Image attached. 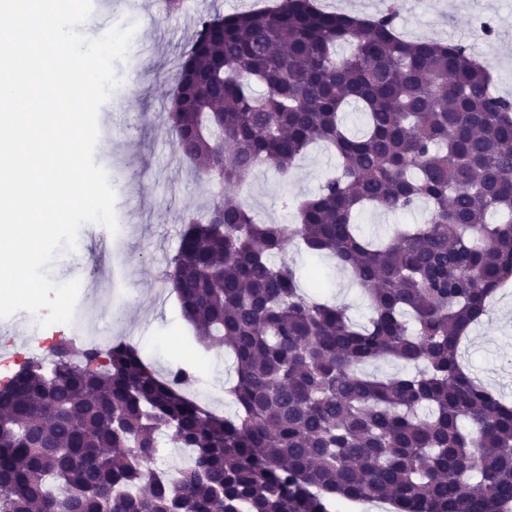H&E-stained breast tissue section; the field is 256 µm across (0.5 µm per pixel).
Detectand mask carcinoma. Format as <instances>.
I'll return each mask as SVG.
<instances>
[{"label":"carcinoma","instance_id":"cac0c4a2","mask_svg":"<svg viewBox=\"0 0 512 512\" xmlns=\"http://www.w3.org/2000/svg\"><path fill=\"white\" fill-rule=\"evenodd\" d=\"M347 47L343 54L338 52ZM174 149L194 174L243 185L282 176L321 141L339 160L294 224L238 202L187 222L167 279L196 341L226 349L231 417L115 342L72 362L28 361L0 383V512H512V404L465 370L461 344L512 284V100L461 43L397 32L316 0L199 18L169 98ZM363 115L360 134L342 114ZM359 234L369 208L412 211ZM330 254L369 316L300 288L274 258ZM381 359L405 370L379 378ZM169 431L191 462L153 467ZM418 212H404L394 215H380L371 209L363 211L358 217V225L363 234L385 238L396 224H417Z\"/></svg>","mask_w":512,"mask_h":512}]
</instances>
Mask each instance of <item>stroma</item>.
Masks as SVG:
<instances>
[{
  "mask_svg": "<svg viewBox=\"0 0 512 512\" xmlns=\"http://www.w3.org/2000/svg\"><path fill=\"white\" fill-rule=\"evenodd\" d=\"M340 11L375 16L393 5L396 22L409 38L452 39L463 33L469 44L492 67L495 85L512 97V0H337ZM95 9L108 14L110 25H135L136 37L128 54L115 65L120 85L98 113L99 136L94 160L107 173L115 193V214L122 226L107 246H99L95 224L79 233L85 264L75 268L65 253H58L48 274L57 283L83 277L99 290H111L115 317L103 313L101 301L87 299L76 327L52 329L55 338L73 339L82 348L83 335L109 336L136 348L159 372L201 361L214 368L212 386L219 392L211 409L219 415L235 412L224 395L234 375L227 352L202 353L191 325L183 318L174 293L162 277L176 253L189 218L204 213L213 203L241 200L265 224H289L293 217L283 198L301 199L314 193L336 168L329 147L308 149L288 177L269 167L257 171L245 186L215 185L196 178L186 165L170 162L174 136L168 122L172 90L181 53L196 31L200 16L231 14L267 8V0H196L194 13L162 14L158 0H93ZM490 21L493 32L481 31ZM285 258L297 271L303 288L319 284L321 294L346 309L353 320L367 312L360 288L334 258L313 257L289 247ZM464 365L484 383L512 400V287L490 301V311L465 345Z\"/></svg>",
  "mask_w": 512,
  "mask_h": 512,
  "instance_id": "35a3bbf8",
  "label": "stroma"
}]
</instances>
